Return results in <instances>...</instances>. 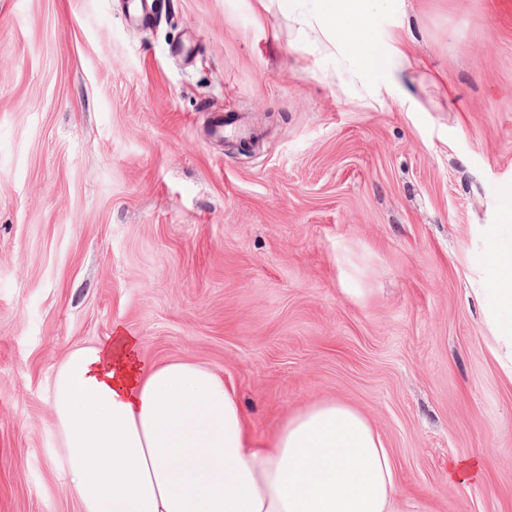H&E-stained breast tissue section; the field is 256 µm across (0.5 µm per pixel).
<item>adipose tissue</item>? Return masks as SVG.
<instances>
[{
    "instance_id": "1",
    "label": "adipose tissue",
    "mask_w": 512,
    "mask_h": 512,
    "mask_svg": "<svg viewBox=\"0 0 512 512\" xmlns=\"http://www.w3.org/2000/svg\"><path fill=\"white\" fill-rule=\"evenodd\" d=\"M288 32L335 59L357 101L403 94L402 34H372L393 0H279ZM475 294L512 381V234L481 242ZM54 455L80 512H433L406 493L381 434L358 409L316 401L252 436L234 385L197 363L145 364L121 327L56 367Z\"/></svg>"
}]
</instances>
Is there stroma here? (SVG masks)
<instances>
[{
    "instance_id": "1",
    "label": "stroma",
    "mask_w": 512,
    "mask_h": 512,
    "mask_svg": "<svg viewBox=\"0 0 512 512\" xmlns=\"http://www.w3.org/2000/svg\"><path fill=\"white\" fill-rule=\"evenodd\" d=\"M135 1L0 0V512H79L49 385L116 326L232 379L256 436L341 400L435 512H512L474 295L478 241L512 225V0H396L375 34L422 64L381 104L279 7ZM470 456L483 481L449 485Z\"/></svg>"
}]
</instances>
